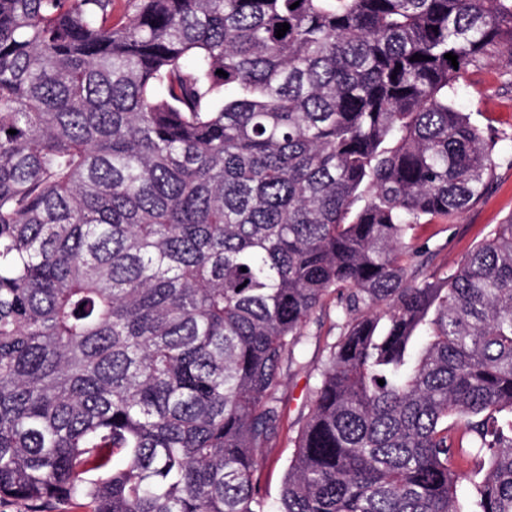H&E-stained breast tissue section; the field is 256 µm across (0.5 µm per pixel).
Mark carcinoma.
<instances>
[{"mask_svg":"<svg viewBox=\"0 0 512 512\" xmlns=\"http://www.w3.org/2000/svg\"><path fill=\"white\" fill-rule=\"evenodd\" d=\"M500 46L512 0H0V499L512 512V218L449 272L416 234L494 179L452 94ZM334 295L318 310L306 327L308 345L302 357L303 367H293L283 377L279 390L282 398L281 428L273 448L263 452L260 476L270 500L280 497L288 463L294 452V439L310 405V390L318 381L317 367L325 359L326 346L335 340L336 309Z\"/></svg>","mask_w":512,"mask_h":512,"instance_id":"obj_1","label":"carcinoma"}]
</instances>
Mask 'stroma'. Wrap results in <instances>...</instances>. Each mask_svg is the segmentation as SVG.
<instances>
[{"label":"stroma","instance_id":"35a3bbf8","mask_svg":"<svg viewBox=\"0 0 512 512\" xmlns=\"http://www.w3.org/2000/svg\"><path fill=\"white\" fill-rule=\"evenodd\" d=\"M457 107L482 128H495L503 140L496 147L495 179L486 194L451 224H427L417 230L433 252V264L450 270L500 223L512 217V56L492 51L474 66L461 71L456 80ZM308 345L301 366L283 377L281 428L274 447L265 449L260 476L269 499L280 496L294 439L310 405V390L318 381L317 368L326 356V346L337 334L334 299L311 318L306 328Z\"/></svg>","mask_w":512,"mask_h":512}]
</instances>
